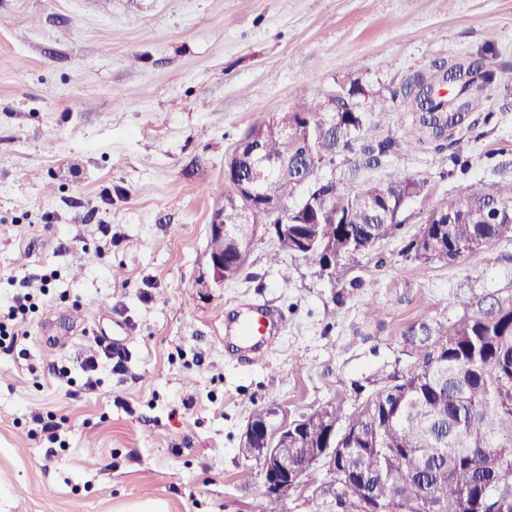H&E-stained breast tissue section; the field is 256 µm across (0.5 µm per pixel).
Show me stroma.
I'll return each mask as SVG.
<instances>
[{"label": "stroma", "instance_id": "1", "mask_svg": "<svg viewBox=\"0 0 512 512\" xmlns=\"http://www.w3.org/2000/svg\"><path fill=\"white\" fill-rule=\"evenodd\" d=\"M466 55L512 63V0H0V307L51 278L19 351L0 352V512H264L260 465L240 452L251 406L276 427L348 411L403 359L410 323L512 296V233L452 264L402 254L459 187L512 179V70L493 120L463 136L467 167L433 150L337 166L354 188L428 181L396 237L350 261L364 289L339 296L301 257L270 264L261 231L235 280L194 285L225 160L300 84L324 97L359 80L366 112ZM249 303L288 320L253 364L224 333L225 308ZM99 338L123 342L126 367L69 398L54 371ZM46 412L53 443L32 420ZM332 483L289 491L285 512H339Z\"/></svg>", "mask_w": 512, "mask_h": 512}]
</instances>
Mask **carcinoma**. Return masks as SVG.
I'll use <instances>...</instances> for the list:
<instances>
[{
    "label": "carcinoma",
    "instance_id": "carcinoma-1",
    "mask_svg": "<svg viewBox=\"0 0 512 512\" xmlns=\"http://www.w3.org/2000/svg\"><path fill=\"white\" fill-rule=\"evenodd\" d=\"M505 67L494 68L481 58L453 59L436 71L416 73L400 90L411 114L409 135L367 140L363 113L357 99L365 93L359 81L339 86L336 107L303 93L292 111L281 112L259 127L274 128L293 121L296 130L285 137L270 134L262 144L266 165L247 169L245 177L260 190L269 189L282 211L288 213V239L274 240L269 262L282 255L302 254L323 268L343 270L346 262L371 251L397 234L403 205L427 189L424 178L389 183L368 182L353 191L343 190L330 204L328 216L297 202L288 205L298 189L338 159L349 170H374L403 152L424 145L460 152L456 115L483 113L489 123V105ZM396 94L381 96L373 115L388 125H405V114H393ZM369 195L375 206L363 209L360 198ZM495 202L512 204V179L496 189L474 182L463 186L453 221L443 206L433 207L418 233L404 249L423 263H453L496 241L502 234L488 223ZM273 216L257 208L250 218L231 225L237 239L252 242L257 228L269 229ZM247 256L224 243V267L240 274ZM409 363L389 374L367 378L371 390L348 413L336 412L332 426L317 415L297 420L298 439L292 448H320L328 429L336 428V447L353 449L349 464L365 474V482L350 488L341 504L344 512H359L361 501L376 496L388 502L390 512H431L429 502L401 495L407 482L424 480L440 512H489L494 495L512 497V297L484 305L469 302L452 324L426 318L411 323L403 333ZM488 462L470 471V450Z\"/></svg>",
    "mask_w": 512,
    "mask_h": 512
}]
</instances>
